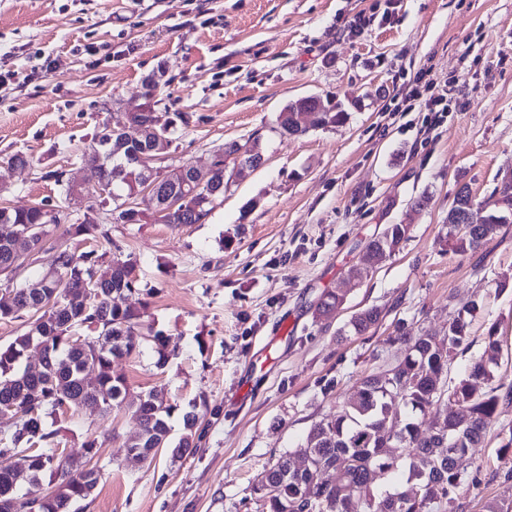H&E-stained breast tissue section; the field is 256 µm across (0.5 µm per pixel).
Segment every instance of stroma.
Wrapping results in <instances>:
<instances>
[{
  "label": "stroma",
  "instance_id": "35a3bbf8",
  "mask_svg": "<svg viewBox=\"0 0 512 512\" xmlns=\"http://www.w3.org/2000/svg\"><path fill=\"white\" fill-rule=\"evenodd\" d=\"M421 72L450 109L429 134L423 113L396 109ZM153 75L155 112L185 120L163 169H207L231 142L259 141L265 159L198 224H123L95 186L67 197L51 178L78 166L114 112L141 103ZM308 95L341 104L347 122L280 135V110ZM16 154L25 166H8ZM511 174L512 0H0V206L59 205L104 230L70 239L65 224L47 225L44 250H24L20 273L0 276V302L66 241L135 261L145 320L169 339L165 365L147 342L114 362L127 407L59 423L58 450L97 441L101 477L77 512H261L253 488L265 469L334 418L360 379L397 363L402 329L440 336L468 314L447 385L492 334V383L512 388V223L458 255L447 222L459 184L483 201ZM422 195L427 207L412 210ZM403 220L399 250L320 315L323 291ZM373 306L379 322L351 333ZM148 392L176 407L173 443L188 412L201 436L131 468L121 450L140 426L129 404ZM511 436L509 402L462 459L454 512L512 508V452L501 450Z\"/></svg>",
  "mask_w": 512,
  "mask_h": 512
}]
</instances>
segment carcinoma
Returning a JSON list of instances; mask_svg holds the SVG:
<instances>
[{
	"mask_svg": "<svg viewBox=\"0 0 512 512\" xmlns=\"http://www.w3.org/2000/svg\"><path fill=\"white\" fill-rule=\"evenodd\" d=\"M347 116L337 104L305 96L288 102L277 122L281 135L299 136L310 129L340 125ZM150 137L149 133L132 141L104 166L97 164L95 157L82 159L64 181V193L72 192L79 173L81 180H93L106 192L115 204L117 219L125 223L148 210L161 214L167 224L199 223L212 209V203L204 201L205 188L187 184L178 189L173 199L180 204L172 209L163 204L162 189L149 191L138 178L122 176L134 170L131 155L141 150L142 144L150 143ZM133 194L141 207L123 208ZM472 210L484 211L486 224L464 223ZM505 213H512V183L504 185L497 198L482 202L475 201L468 184L459 185L447 217L455 231L452 251L466 254L481 249L486 233L494 230ZM3 215L7 224L21 228L59 224L64 217L60 210L50 217L40 205L0 207V217ZM409 230L408 224H388L372 238L366 246L372 265L391 256L407 239ZM67 233L74 238L96 239L102 231L100 225L83 220L70 224ZM104 257L95 250L78 254L61 245L52 250L49 265L66 275L65 284L50 280L36 288L30 280L15 289L16 309L0 307V321L31 311L38 313L25 333L0 347V402L12 403L19 414L17 421L0 429V488L21 479L39 482L47 473L55 481L37 507H30V502L15 491L0 497V512H69L76 503L91 497L100 472L82 465L81 459L94 456L96 440H86L78 451L59 455L53 448L57 431L48 427L47 419L73 418L85 410L107 416L122 407L127 382L112 364L131 355L139 347L141 336L152 337L160 363L168 358L165 336L144 326V311L132 303L123 306L116 302L139 291L135 263L118 260L106 267ZM104 267L111 271L110 280L87 293L83 285ZM342 300L341 289L326 290L319 313H328ZM380 316L379 308H367L350 320L351 329L362 334ZM64 324L71 334L93 325L97 332L85 337L84 344L75 345L62 337ZM468 336L469 322L464 318L452 322L441 338L401 335L406 349L398 362L399 374L385 380L376 374L363 378L356 400L343 405L334 419L314 424L306 442L295 450L307 460L305 467L296 468L292 453L286 452L265 470L255 488L263 501L262 512H436L451 507L453 494L464 480L454 460L465 457L482 442L501 402L512 397V390L502 395L496 387H485L493 378L500 353L492 333L465 377L451 387L445 386L448 359ZM33 344L43 345L46 351L45 363L37 373L23 363L25 352ZM445 397L459 403L461 411L435 414L432 431L422 432L417 416ZM173 411V406L163 405L151 392L139 399L135 413L141 431L122 449L126 465L140 466L152 460L158 449L170 447L169 419ZM388 415L397 418L392 441L379 434ZM401 465L408 470L407 487L395 485L378 495L371 491V473H394ZM329 470L336 471L334 484L323 479Z\"/></svg>",
	"mask_w": 512,
	"mask_h": 512,
	"instance_id": "cac0c4a2",
	"label": "carcinoma"
}]
</instances>
